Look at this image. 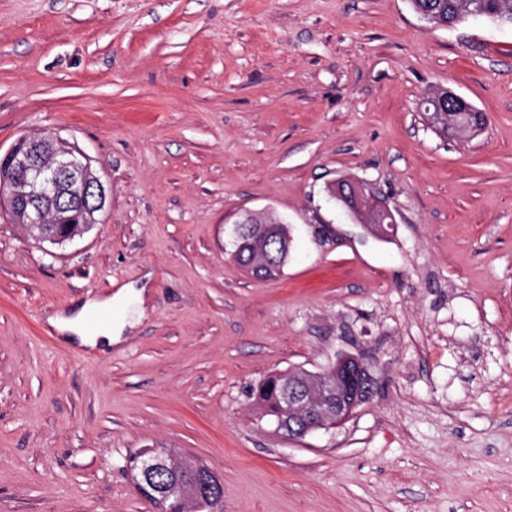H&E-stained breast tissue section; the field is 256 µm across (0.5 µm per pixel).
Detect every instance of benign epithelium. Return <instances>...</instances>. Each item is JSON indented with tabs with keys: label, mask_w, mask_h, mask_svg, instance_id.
Segmentation results:
<instances>
[{
	"label": "benign epithelium",
	"mask_w": 512,
	"mask_h": 512,
	"mask_svg": "<svg viewBox=\"0 0 512 512\" xmlns=\"http://www.w3.org/2000/svg\"><path fill=\"white\" fill-rule=\"evenodd\" d=\"M488 117L476 113V121L465 127L448 115V127L456 136L474 134L486 126ZM330 196L346 213L364 224L374 235H387L386 227L397 223L387 202L364 185L351 179H338L329 187ZM107 187L93 160L59 134L48 137H20L5 153H0V205L11 215L37 231L36 242L63 243L73 240L60 235L54 225L77 215L80 224H97L104 210ZM242 224H260L262 233L255 245L254 258L261 265L273 264L268 244L280 241L282 220L272 215L247 214L235 223L233 242L242 238ZM375 380L369 365L356 355L340 353L321 373L305 381L290 371L283 375L280 400L288 421L278 422L274 432L289 439H301L319 430L343 424L374 394ZM186 467V457L168 448H143L129 468L134 491L148 496L160 512L184 505V512H217L224 500V485L217 474L203 464L195 469L199 479L192 485L173 479Z\"/></svg>",
	"instance_id": "benign-epithelium-1"
}]
</instances>
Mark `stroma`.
Masks as SVG:
<instances>
[{
	"label": "stroma",
	"mask_w": 512,
	"mask_h": 512,
	"mask_svg": "<svg viewBox=\"0 0 512 512\" xmlns=\"http://www.w3.org/2000/svg\"><path fill=\"white\" fill-rule=\"evenodd\" d=\"M443 87L480 135L425 126ZM51 132L109 203L61 245L0 213V512H157L143 448L201 459L223 512H512V27L409 0H0V151ZM338 178L396 210L389 239L342 215ZM266 209L292 243L257 279L229 231ZM123 288L112 348L52 325L108 298L120 321ZM342 351L373 398L272 433L251 389ZM446 95L448 97V101L457 103L463 108L462 112H472V110L468 107L467 103L465 102V99L456 94L453 90L447 89ZM450 113L452 112H448V127L452 128L455 131L456 137H466L461 134L464 133V131H466L467 129H469V135L476 133L477 129H483L486 126L488 120L487 114L485 112H472L477 117L476 122H471L469 126H462L454 120V114Z\"/></svg>",
	"instance_id": "35a3bbf8"
}]
</instances>
